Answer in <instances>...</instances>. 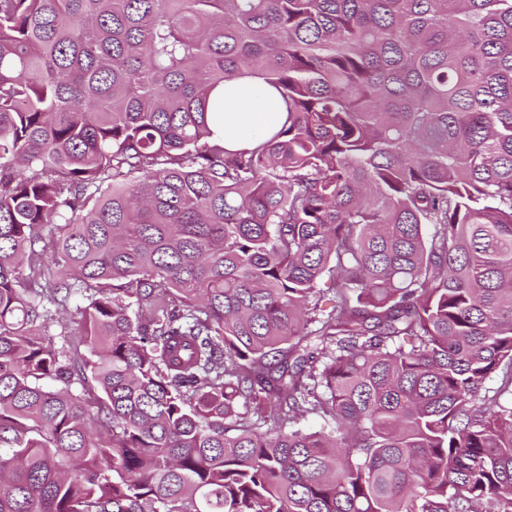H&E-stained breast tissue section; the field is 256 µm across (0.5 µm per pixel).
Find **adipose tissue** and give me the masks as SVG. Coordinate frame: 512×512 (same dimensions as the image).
Listing matches in <instances>:
<instances>
[{"instance_id":"obj_1","label":"adipose tissue","mask_w":512,"mask_h":512,"mask_svg":"<svg viewBox=\"0 0 512 512\" xmlns=\"http://www.w3.org/2000/svg\"><path fill=\"white\" fill-rule=\"evenodd\" d=\"M233 93H214L216 123L213 130L223 138L224 148L235 151L256 138H267L281 126L285 114L274 92H263L260 76L245 74L237 77Z\"/></svg>"}]
</instances>
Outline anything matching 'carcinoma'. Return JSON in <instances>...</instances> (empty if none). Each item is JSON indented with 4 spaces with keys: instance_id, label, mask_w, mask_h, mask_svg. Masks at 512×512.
Wrapping results in <instances>:
<instances>
[{
    "instance_id": "carcinoma-1",
    "label": "carcinoma",
    "mask_w": 512,
    "mask_h": 512,
    "mask_svg": "<svg viewBox=\"0 0 512 512\" xmlns=\"http://www.w3.org/2000/svg\"><path fill=\"white\" fill-rule=\"evenodd\" d=\"M508 395L512 0H0V512H512ZM232 84L235 91L214 93L216 123L215 136L224 139V149L236 151L256 138H267L281 126L285 112L273 91L257 95L258 88L266 86L263 79L254 74L237 77Z\"/></svg>"
}]
</instances>
